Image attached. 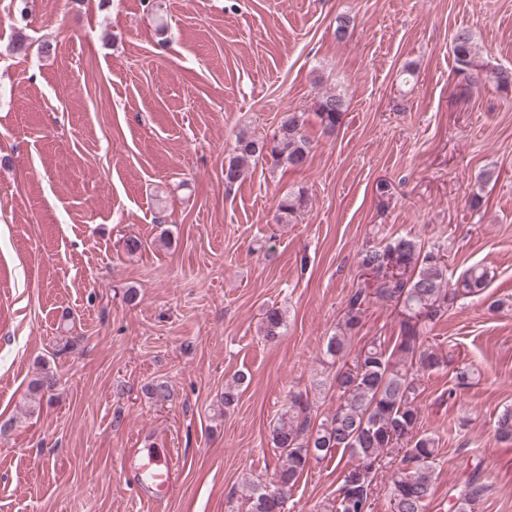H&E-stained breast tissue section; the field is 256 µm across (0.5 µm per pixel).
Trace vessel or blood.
I'll use <instances>...</instances> for the list:
<instances>
[{"instance_id":"b4317fda","label":"vessel or blood","mask_w":512,"mask_h":512,"mask_svg":"<svg viewBox=\"0 0 512 512\" xmlns=\"http://www.w3.org/2000/svg\"><path fill=\"white\" fill-rule=\"evenodd\" d=\"M124 465L144 501L165 497L177 488L179 467L174 449L155 447L147 439L142 447L127 449Z\"/></svg>"}]
</instances>
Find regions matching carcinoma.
<instances>
[{
  "instance_id": "1",
  "label": "carcinoma",
  "mask_w": 512,
  "mask_h": 512,
  "mask_svg": "<svg viewBox=\"0 0 512 512\" xmlns=\"http://www.w3.org/2000/svg\"><path fill=\"white\" fill-rule=\"evenodd\" d=\"M453 55L457 70L464 75L463 91L478 84L475 77L489 79L473 71L479 59L470 31L453 34ZM347 102L339 93H324L315 103V112L324 132H334L341 124ZM304 113L286 114L272 138L237 136L232 156L224 165L227 186L242 181L248 162L264 157L294 169L307 166L311 147L303 132ZM306 202L304 192L290 194L277 205L279 222L291 221ZM448 247L421 246L412 237H399L385 246L369 245L359 252V266L376 277V288L368 293L358 289L349 299L347 311L336 335L326 343L324 355L341 360L334 386L338 392L335 411L313 424V403L308 395L289 394L288 406L272 426L271 445L280 453L281 464L267 483L247 485V512H285L284 506L310 461L323 460L342 450L353 463L341 473L336 512H371L373 483L383 457L401 455V467L388 480L391 512H427L433 495L439 448L431 434L421 430V390L418 375L435 371L445 363L438 344L424 339V331L439 321L461 298L477 297L488 285L486 269L475 266L457 279L448 277ZM402 306L399 333L393 345L374 338L352 361L347 350L348 335L360 328L367 299ZM285 328L283 311L270 307L262 318L259 333L274 340ZM57 378L49 364L41 366L30 393L44 399L53 397ZM150 398L171 400L168 382L153 381L145 386ZM496 438L512 442V408L500 412L495 421ZM487 487L479 472L453 495V512H476Z\"/></svg>"
}]
</instances>
